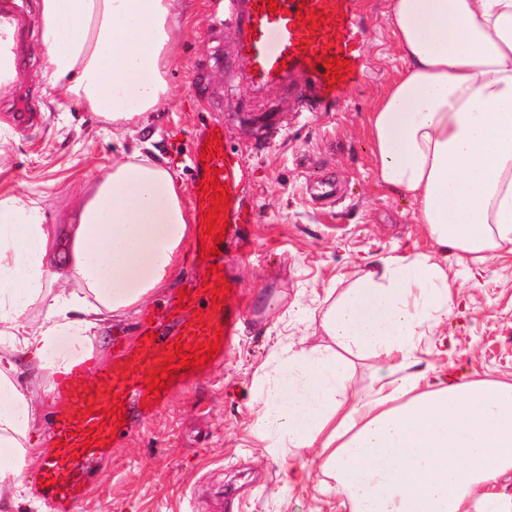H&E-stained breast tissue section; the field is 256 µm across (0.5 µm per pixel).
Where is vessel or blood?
I'll list each match as a JSON object with an SVG mask.
<instances>
[{"label":"vessel or blood","mask_w":512,"mask_h":512,"mask_svg":"<svg viewBox=\"0 0 512 512\" xmlns=\"http://www.w3.org/2000/svg\"><path fill=\"white\" fill-rule=\"evenodd\" d=\"M277 5L279 11L273 15L261 8L260 0H224L223 13L216 16L215 21L234 28L235 52L247 68L251 85L262 87L304 74L309 79L310 96L316 103L336 104L349 83L344 80L340 85L329 86L326 69L318 58L322 50L329 49L340 58L359 63L364 31L355 20V0H277ZM302 5L311 12L322 13L324 23L298 22L296 12ZM312 59L317 62L313 68L308 65ZM204 152L202 142H195L191 190L193 194H200L206 166L218 169L217 180L230 203L224 242L235 245L240 252H249L252 247L249 226L254 214L240 198L239 189L250 179L251 171L232 149H222L207 162L202 159ZM184 291L188 295L186 305L179 309L170 305L164 310L165 315L176 320L175 335H165L156 323L142 322L139 331L147 336L145 353L136 355L116 344L112 347L111 363L102 365L93 357L80 360L68 374L57 378L53 427L55 437L62 440L63 445L57 448L54 457L44 462L39 472L46 482L42 493L50 499L54 512H72L83 495L80 486L61 483L60 477L62 471L80 468L83 461L97 454L98 445L87 442V430L92 425L101 427L108 394H116L118 401L126 404L142 401L147 409H155L168 399L172 389L166 386L159 395H148L141 370L158 364L160 351L171 340L190 345L204 342L212 337L214 327L219 326L224 330L222 351L232 349L242 323L239 285L230 283L222 306L214 309L208 326L202 328L189 323L188 314L195 306L211 307V293L204 290L199 278L186 280ZM124 365L130 367V374H120L119 369Z\"/></svg>","instance_id":"b4317fda"}]
</instances>
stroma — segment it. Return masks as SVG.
Instances as JSON below:
<instances>
[{
  "mask_svg": "<svg viewBox=\"0 0 512 512\" xmlns=\"http://www.w3.org/2000/svg\"><path fill=\"white\" fill-rule=\"evenodd\" d=\"M34 2L22 3L18 89L0 96V120L15 133L0 193L29 196L58 215L81 180L122 160L133 144L100 135L89 113L63 112L43 95ZM181 7L191 19L179 25L169 66L175 97L151 122L149 155L190 183V149L219 122L226 146L250 168L241 195L255 211V253L225 252L242 289L244 324L233 351L153 413L132 409L124 437L67 473L85 489L73 512H278L285 497L288 512H335V499L313 498L311 489L283 492L282 458L253 435L262 367H274L288 345H329L325 288H346L396 248L435 254L454 284L459 306L440 329L448 352L436 364L468 380L511 382L512 253L465 271L452 249L430 239L406 197L376 183L367 117L400 68L390 0H356L366 29L360 71L331 112L297 111L299 75L252 87L230 33L211 25L210 0Z\"/></svg>",
  "mask_w": 512,
  "mask_h": 512,
  "instance_id": "1",
  "label": "stroma"
}]
</instances>
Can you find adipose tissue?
<instances>
[{
    "instance_id": "obj_1",
    "label": "adipose tissue",
    "mask_w": 512,
    "mask_h": 512,
    "mask_svg": "<svg viewBox=\"0 0 512 512\" xmlns=\"http://www.w3.org/2000/svg\"><path fill=\"white\" fill-rule=\"evenodd\" d=\"M176 0H38L42 62L62 107L134 135L172 94ZM402 68L372 107L377 183L462 261L512 249V0H391ZM174 173L132 151L84 180L62 215L0 193V480L34 462L54 377L89 357L112 318L167 288L191 240ZM331 346L277 357L255 433L317 451L336 512H512V384L424 364L452 315L441 264L380 259L327 289ZM379 359L350 393L352 358Z\"/></svg>"
}]
</instances>
